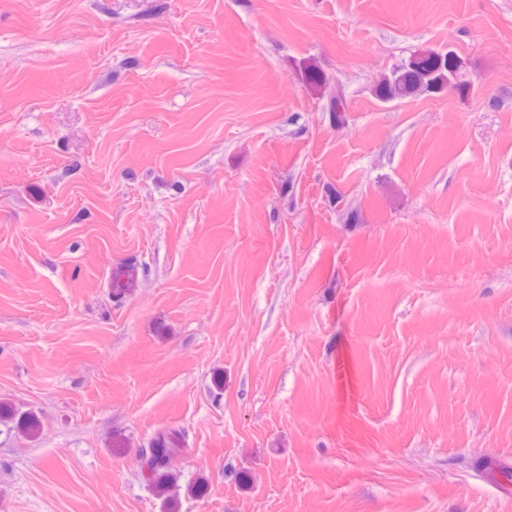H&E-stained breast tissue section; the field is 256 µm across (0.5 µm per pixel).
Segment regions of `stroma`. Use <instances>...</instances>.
<instances>
[{
	"label": "stroma",
	"instance_id": "35a3bbf8",
	"mask_svg": "<svg viewBox=\"0 0 512 512\" xmlns=\"http://www.w3.org/2000/svg\"><path fill=\"white\" fill-rule=\"evenodd\" d=\"M0 405V512H512V0H0ZM465 68V60L453 51L425 49L414 52L404 62L382 74L373 92L378 100L388 103L448 90V81H451L454 84L451 90L465 96L470 92L464 78ZM456 77L459 78L457 82ZM124 276V279H123ZM136 266L126 265L112 272V296L119 301L129 293L130 288L135 284ZM179 440L180 434L176 430L159 432L138 460L142 478L152 488L155 495L163 499L164 503L168 501V493L177 481V476L171 470L169 460L172 447Z\"/></svg>",
	"mask_w": 512,
	"mask_h": 512
}]
</instances>
